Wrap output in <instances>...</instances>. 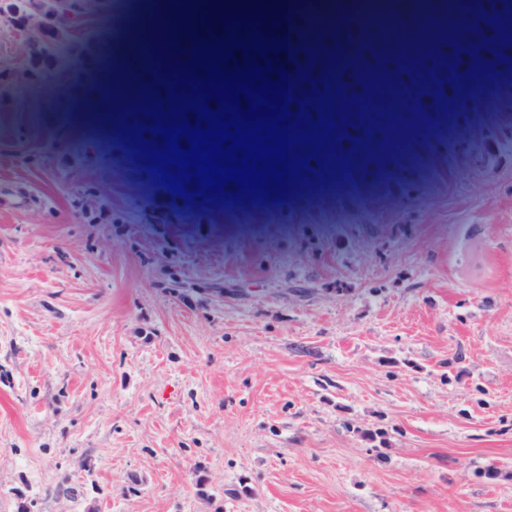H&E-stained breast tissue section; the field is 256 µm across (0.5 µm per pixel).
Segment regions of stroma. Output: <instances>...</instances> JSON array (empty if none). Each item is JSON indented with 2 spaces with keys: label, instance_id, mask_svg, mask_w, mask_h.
I'll return each instance as SVG.
<instances>
[{
  "label": "stroma",
  "instance_id": "stroma-1",
  "mask_svg": "<svg viewBox=\"0 0 512 512\" xmlns=\"http://www.w3.org/2000/svg\"><path fill=\"white\" fill-rule=\"evenodd\" d=\"M143 0L0 30V512H512V88L454 123L423 0L286 201L171 195L100 100ZM497 470L488 478L487 470ZM387 137L375 136L371 140V144L374 146L373 154L368 158L366 165V173L369 175H375L389 165H398L400 162L390 153L386 145Z\"/></svg>",
  "mask_w": 512,
  "mask_h": 512
}]
</instances>
